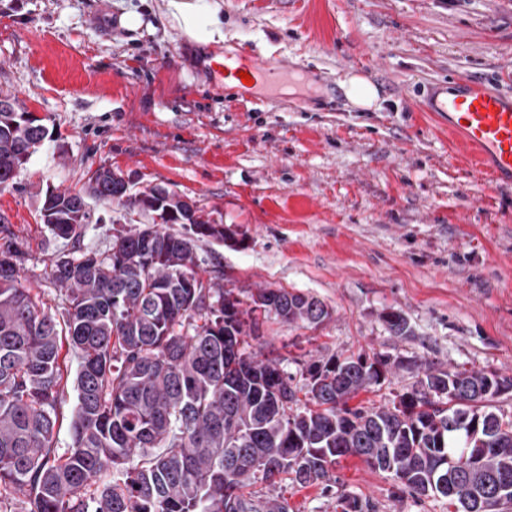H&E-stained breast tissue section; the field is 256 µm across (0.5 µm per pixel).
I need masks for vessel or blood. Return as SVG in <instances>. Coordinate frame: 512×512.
<instances>
[{
	"label": "vessel or blood",
	"instance_id": "obj_1",
	"mask_svg": "<svg viewBox=\"0 0 512 512\" xmlns=\"http://www.w3.org/2000/svg\"><path fill=\"white\" fill-rule=\"evenodd\" d=\"M427 111L448 120V129L500 182H512V97L461 82L452 98L427 95Z\"/></svg>",
	"mask_w": 512,
	"mask_h": 512
}]
</instances>
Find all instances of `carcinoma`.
<instances>
[{
	"mask_svg": "<svg viewBox=\"0 0 512 512\" xmlns=\"http://www.w3.org/2000/svg\"><path fill=\"white\" fill-rule=\"evenodd\" d=\"M11 101L0 108L1 188L47 135L22 100ZM88 193L153 223L117 231L105 252L56 256L63 331L22 286L12 232L0 225V512H289L284 497L248 488L326 490L345 456L418 499L447 498L455 512L512 504V416L495 405L512 377L381 353L333 355L297 377L278 358L246 352L248 339L261 338L271 317L323 322L321 300L257 288L244 301L219 274L203 281L196 242L229 235L175 192H134L101 166ZM41 217L54 236L77 242L90 213L80 195L52 190ZM380 320L393 336L413 335L398 311ZM63 335L81 362L72 446L61 453ZM394 369L415 381L392 405H349Z\"/></svg>",
	"mask_w": 512,
	"mask_h": 512,
	"instance_id": "obj_1",
	"label": "carcinoma"
}]
</instances>
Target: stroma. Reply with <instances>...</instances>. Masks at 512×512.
<instances>
[{
  "mask_svg": "<svg viewBox=\"0 0 512 512\" xmlns=\"http://www.w3.org/2000/svg\"><path fill=\"white\" fill-rule=\"evenodd\" d=\"M219 6L224 40L199 48L169 0H0V96L15 95L49 134L0 188V220L21 283L63 319L52 260L106 251L116 230L151 223L88 199L79 242L43 224L47 191L84 187L107 166L133 189L195 201L232 233L196 248L197 271L227 288H284L321 300L317 326L271 319L258 357L288 372L340 353L380 352L440 369L512 377V184L495 182L424 112L422 95L461 78L512 96V0H194ZM256 55L288 71L258 89L229 87L214 58ZM377 106L354 105L348 76ZM401 312L413 334L380 321ZM330 492L278 487L292 512H449L390 474L341 458ZM346 85L348 98L353 104L362 108H370L378 101L376 87L360 76H351Z\"/></svg>",
  "mask_w": 512,
  "mask_h": 512,
  "instance_id": "obj_1",
  "label": "stroma"
}]
</instances>
